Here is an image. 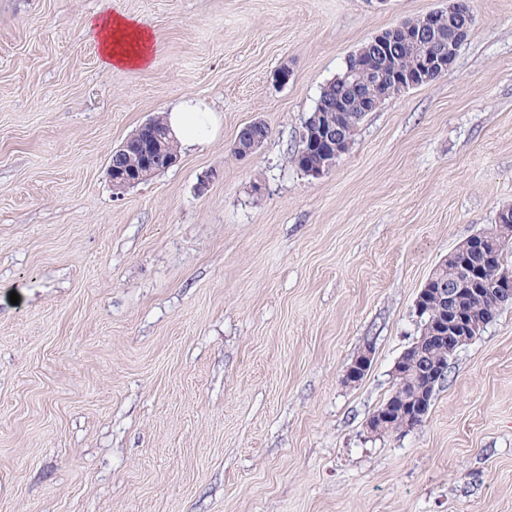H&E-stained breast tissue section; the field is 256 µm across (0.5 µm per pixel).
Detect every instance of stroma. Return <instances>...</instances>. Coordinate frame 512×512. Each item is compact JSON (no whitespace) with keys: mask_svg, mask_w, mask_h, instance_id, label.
Segmentation results:
<instances>
[{"mask_svg":"<svg viewBox=\"0 0 512 512\" xmlns=\"http://www.w3.org/2000/svg\"><path fill=\"white\" fill-rule=\"evenodd\" d=\"M446 5L0 0V512H512V307L421 426L366 430L420 288L512 206V0H471L448 73L328 172L291 161L348 56ZM106 7L150 27V67L101 63ZM185 95L217 133L115 197L113 150Z\"/></svg>","mask_w":512,"mask_h":512,"instance_id":"35a3bbf8","label":"stroma"}]
</instances>
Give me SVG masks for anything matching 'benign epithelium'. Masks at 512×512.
<instances>
[{"label":"benign epithelium","instance_id":"benign-epithelium-1","mask_svg":"<svg viewBox=\"0 0 512 512\" xmlns=\"http://www.w3.org/2000/svg\"><path fill=\"white\" fill-rule=\"evenodd\" d=\"M463 15L462 0H448V7L425 14L420 19L387 29L372 38L378 48L374 57L361 60L346 74L348 84L355 91L363 95L369 109L374 110L387 96H396L402 92L428 83L448 72L454 62L461 45L470 35V24L461 20ZM404 44L413 42L420 48V56L415 69L404 74H388V59L386 46L395 43ZM154 127L152 120H147L138 130L129 136L121 146L115 150V157L119 162L109 163L107 173L114 194L119 195L131 185L139 182L142 170L137 162L131 159L127 149L142 137L143 131ZM312 133L315 139L327 144L336 143L349 146V141L342 140V133L336 128H326L318 122L314 125ZM155 150L160 155L158 165L165 170L174 165L178 154L170 151L172 137L169 129L163 127L155 134ZM264 143L260 137L250 140L237 136L233 151L238 157H247ZM502 235V226L490 224L476 234L465 240L455 248V255L461 258V264L470 285V293L478 296L482 293V269L485 268L488 257L481 249L484 240L492 236ZM497 294L502 299L512 298V271L503 270L495 280ZM432 311L430 326L439 329L434 341L447 342L450 353L468 344L473 339V331L483 326L481 321L470 317L468 306L461 303L459 292L452 286L429 278L421 288L417 301L416 312ZM372 361L371 348L364 349L347 370V380L351 383L359 382L369 371ZM399 404L387 403L383 410L375 412L367 422V429L375 433L383 427L391 417L393 410Z\"/></svg>","mask_w":512,"mask_h":512}]
</instances>
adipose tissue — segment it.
Here are the masks:
<instances>
[{
    "mask_svg": "<svg viewBox=\"0 0 512 512\" xmlns=\"http://www.w3.org/2000/svg\"><path fill=\"white\" fill-rule=\"evenodd\" d=\"M87 39L97 46L105 66L142 68L151 62L152 34L142 24L119 12L88 17L83 25ZM178 145L192 147L207 142L218 129L219 117L205 103L185 96L162 114Z\"/></svg>",
    "mask_w": 512,
    "mask_h": 512,
    "instance_id": "ef3b65f1",
    "label": "adipose tissue"
}]
</instances>
